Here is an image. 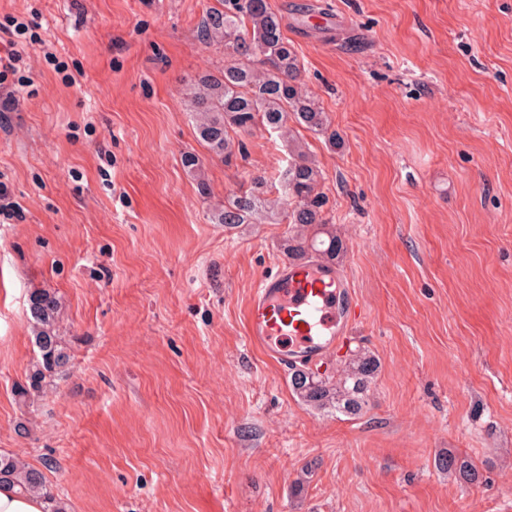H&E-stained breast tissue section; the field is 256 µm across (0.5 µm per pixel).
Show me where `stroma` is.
Masks as SVG:
<instances>
[{
    "instance_id": "35a3bbf8",
    "label": "stroma",
    "mask_w": 512,
    "mask_h": 512,
    "mask_svg": "<svg viewBox=\"0 0 512 512\" xmlns=\"http://www.w3.org/2000/svg\"><path fill=\"white\" fill-rule=\"evenodd\" d=\"M269 2L342 139L300 133L357 297L322 370L378 359L366 407L306 405L247 342L289 227L213 216L288 143L198 140L218 0H0V453L66 512H512V0ZM37 289L70 362L23 402ZM437 464L440 469L454 473L463 484L469 485L481 481L482 475L478 466L466 458L448 453L440 456Z\"/></svg>"
}]
</instances>
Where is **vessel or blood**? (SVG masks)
Segmentation results:
<instances>
[{
    "instance_id": "b4317fda",
    "label": "vessel or blood",
    "mask_w": 512,
    "mask_h": 512,
    "mask_svg": "<svg viewBox=\"0 0 512 512\" xmlns=\"http://www.w3.org/2000/svg\"><path fill=\"white\" fill-rule=\"evenodd\" d=\"M355 300L341 270L281 264L250 295L248 341L282 367L313 364L348 335Z\"/></svg>"
}]
</instances>
